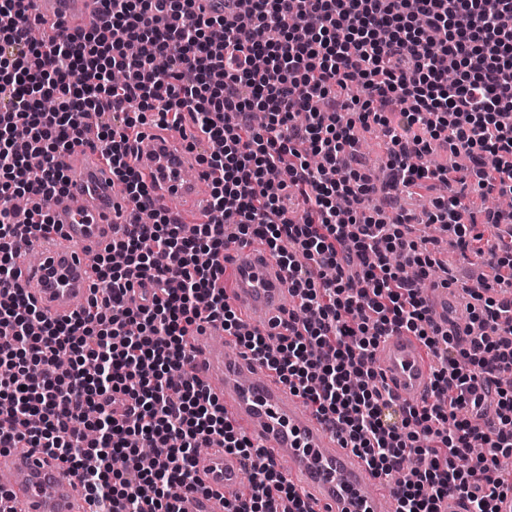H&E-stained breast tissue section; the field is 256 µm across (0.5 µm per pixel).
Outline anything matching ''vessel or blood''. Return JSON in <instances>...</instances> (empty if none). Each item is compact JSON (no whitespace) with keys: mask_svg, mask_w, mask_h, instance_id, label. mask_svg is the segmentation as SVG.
<instances>
[{"mask_svg":"<svg viewBox=\"0 0 512 512\" xmlns=\"http://www.w3.org/2000/svg\"><path fill=\"white\" fill-rule=\"evenodd\" d=\"M28 5L53 40L99 24L97 0H28ZM134 163L150 187L152 209H170L178 200L184 205L183 219L204 221L214 174L187 152L181 133L140 142ZM66 165L67 192L51 212L55 231L16 256L17 287L44 317L57 321L76 318L87 305L95 281L88 254L122 237L138 209L99 149L77 145ZM224 294L248 329L284 332L288 282L263 245L247 241L230 247ZM448 301L444 288L426 296L432 322L442 333L448 329ZM214 329V324L201 323L206 341L190 349L188 369L223 404L227 420L285 462L286 478L301 489L313 512H395L396 483L385 482L382 492L373 491L365 462L343 448L312 406L249 352L229 354ZM375 361L399 403L416 404L430 390L432 373L415 336L402 331L384 337ZM0 472L9 474V489L23 512H90L78 476L42 449L0 453ZM198 476L199 484L180 491L177 512H224L225 500L241 484V464L235 455L214 448L199 463Z\"/></svg>","mask_w":512,"mask_h":512,"instance_id":"b4317fda","label":"vessel or blood"}]
</instances>
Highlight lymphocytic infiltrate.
Masks as SVG:
<instances>
[{
	"mask_svg": "<svg viewBox=\"0 0 512 512\" xmlns=\"http://www.w3.org/2000/svg\"><path fill=\"white\" fill-rule=\"evenodd\" d=\"M25 0H0V452L41 448L76 471L97 512H175L197 481L196 448L221 440L252 479L224 512H312L185 368L194 324L221 323L299 391L377 476L395 477L397 512H494L480 477L512 448V299L474 293L461 336L438 334L422 284L434 262L404 218L366 213L374 187L353 168L357 125L388 139L390 190L447 185L430 223L459 239L497 240L489 262L512 286V210L474 209L467 186L512 197V0H225L201 20L182 0H101L99 31L31 42ZM267 121L255 128L253 113ZM112 174L138 199L129 229L94 265L102 302L66 322L40 318L13 284L21 245L51 224L67 189L63 157L90 115ZM193 123L219 171L211 213L193 237L130 162L138 129ZM468 160L433 166V143ZM30 206L17 211L14 197ZM302 213H295L294 202ZM261 239L300 303L277 340L244 330L224 300V251ZM394 331L432 363L431 399L397 404L374 355ZM69 349L73 366L55 359ZM495 410L493 428L476 417ZM482 446V465L457 458Z\"/></svg>",
	"mask_w": 512,
	"mask_h": 512,
	"instance_id": "lymphocytic-infiltrate-1",
	"label": "lymphocytic infiltrate"
}]
</instances>
